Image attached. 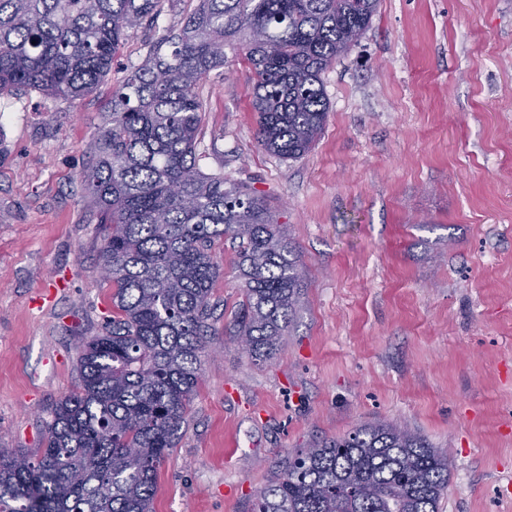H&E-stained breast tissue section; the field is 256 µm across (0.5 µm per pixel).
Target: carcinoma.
I'll return each mask as SVG.
<instances>
[{
    "label": "carcinoma",
    "instance_id": "cac0c4a2",
    "mask_svg": "<svg viewBox=\"0 0 512 512\" xmlns=\"http://www.w3.org/2000/svg\"><path fill=\"white\" fill-rule=\"evenodd\" d=\"M162 0H0V97L80 100L112 70L128 30ZM379 0H198L112 89L110 117L81 171L103 229L116 316L78 347V385L52 410L40 453L0 448V512H152L199 380L201 336L221 275L215 241L237 242L235 336L268 357L300 303L295 243L264 195L199 168L198 89L227 53L255 74L258 143L281 159L318 141L322 74L357 45ZM448 454L378 422L316 443L277 468L252 512H438Z\"/></svg>",
    "mask_w": 512,
    "mask_h": 512
}]
</instances>
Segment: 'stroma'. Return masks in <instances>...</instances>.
Instances as JSON below:
<instances>
[{
  "instance_id": "35a3bbf8",
  "label": "stroma",
  "mask_w": 512,
  "mask_h": 512,
  "mask_svg": "<svg viewBox=\"0 0 512 512\" xmlns=\"http://www.w3.org/2000/svg\"><path fill=\"white\" fill-rule=\"evenodd\" d=\"M197 0H164L77 106L0 99V448L38 454L113 315L79 173L112 87ZM323 132L283 160L257 143L251 66L205 85L207 173L267 199L303 295L270 358L233 335L236 250L215 241L206 355L153 512H250L271 472L364 423L402 421L454 463L439 512H512V0H380L322 76Z\"/></svg>"
}]
</instances>
